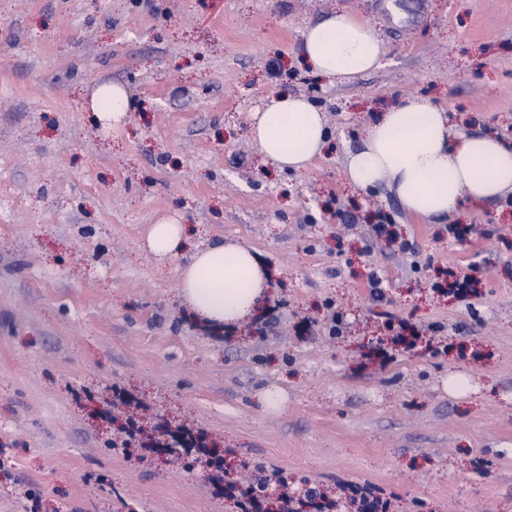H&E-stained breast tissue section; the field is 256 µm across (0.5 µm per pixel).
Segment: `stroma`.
Returning a JSON list of instances; mask_svg holds the SVG:
<instances>
[{"mask_svg": "<svg viewBox=\"0 0 512 512\" xmlns=\"http://www.w3.org/2000/svg\"><path fill=\"white\" fill-rule=\"evenodd\" d=\"M335 12L385 57L333 85L306 68L302 31ZM103 83L133 101L109 130L89 108ZM284 91L325 112L332 141L279 174L251 125ZM407 96L512 145V0H0V512H236L198 470L112 451L98 413L116 386L293 489L370 483L390 512H512V207L466 198L422 219L345 181L373 111ZM379 211L412 252L375 241ZM165 219L189 249H147ZM452 222L494 235L459 241ZM229 241L272 279L224 331L177 281L192 249ZM449 271L477 277L475 294H434ZM388 313L441 325L439 347L394 345ZM272 386L286 400L268 412Z\"/></svg>", "mask_w": 512, "mask_h": 512, "instance_id": "stroma-1", "label": "stroma"}]
</instances>
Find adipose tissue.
<instances>
[{"instance_id": "adipose-tissue-1", "label": "adipose tissue", "mask_w": 512, "mask_h": 512, "mask_svg": "<svg viewBox=\"0 0 512 512\" xmlns=\"http://www.w3.org/2000/svg\"><path fill=\"white\" fill-rule=\"evenodd\" d=\"M302 37L311 71L335 84L375 69L384 54L369 26L344 13L307 26ZM129 105L122 85L105 84L93 94L90 109L112 128ZM255 119L253 139L265 163L280 171L304 168L328 142L324 113L302 96L273 97ZM345 173L363 191L387 186L410 215L445 218L456 213L462 197L481 201L512 194V146L494 134L461 133L446 110L410 96L367 126ZM269 278L267 264L249 248L222 243L192 254L178 292L198 319L229 326L255 312Z\"/></svg>"}]
</instances>
